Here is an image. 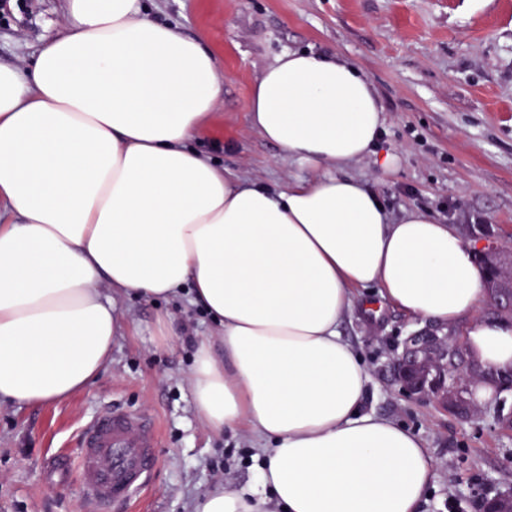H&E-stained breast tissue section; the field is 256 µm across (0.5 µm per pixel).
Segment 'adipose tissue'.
Here are the masks:
<instances>
[{
	"label": "adipose tissue",
	"mask_w": 512,
	"mask_h": 512,
	"mask_svg": "<svg viewBox=\"0 0 512 512\" xmlns=\"http://www.w3.org/2000/svg\"><path fill=\"white\" fill-rule=\"evenodd\" d=\"M65 32L0 64V399L41 406L88 389L118 328L103 287L149 299L190 287L223 329L196 347L191 395L215 430L266 439L256 485L194 512H418L434 478L422 438L365 410L370 377L340 334L358 288L465 326L483 367L512 370V328L479 317L481 273L455 226L344 176L383 107L335 55L283 53L255 81L250 123L328 173L285 190L188 146L221 92L203 40L142 0H66Z\"/></svg>",
	"instance_id": "ef3b65f1"
}]
</instances>
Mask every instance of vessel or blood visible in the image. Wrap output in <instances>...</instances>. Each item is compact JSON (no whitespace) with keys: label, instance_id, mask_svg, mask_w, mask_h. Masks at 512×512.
Instances as JSON below:
<instances>
[{"label":"vessel or blood","instance_id":"1","mask_svg":"<svg viewBox=\"0 0 512 512\" xmlns=\"http://www.w3.org/2000/svg\"><path fill=\"white\" fill-rule=\"evenodd\" d=\"M154 419L142 412L107 406L78 439L77 472L89 512L132 501L150 484L160 457Z\"/></svg>","mask_w":512,"mask_h":512}]
</instances>
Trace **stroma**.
<instances>
[{"label": "stroma", "mask_w": 512, "mask_h": 512, "mask_svg": "<svg viewBox=\"0 0 512 512\" xmlns=\"http://www.w3.org/2000/svg\"><path fill=\"white\" fill-rule=\"evenodd\" d=\"M155 20L206 35L223 72L212 116L190 141L241 179L285 190L319 178L262 138L248 118L250 88L291 50L334 53L354 63L384 108L376 152L348 166L399 220L417 210L454 225L463 244L482 226L512 247V0H145ZM66 26L65 0H7L0 6V63L25 65ZM394 155L390 169L379 156ZM112 360L95 384L63 401L24 407L0 401V512H85L74 470L55 455L76 453L81 424L104 406L154 415L160 463L149 489L108 512H192L205 492L254 483L262 463L250 431H216L195 411L189 373L197 338L220 329L186 293L146 301L115 298ZM173 326L156 335L158 316ZM358 289L340 332L371 378L367 410L401 422L429 449L435 478L420 512H474L472 490H505L499 470L512 456V429L496 420L502 402L461 418L436 400L408 396L394 362L426 327ZM222 459V467L209 463Z\"/></svg>", "instance_id": "obj_1"}]
</instances>
